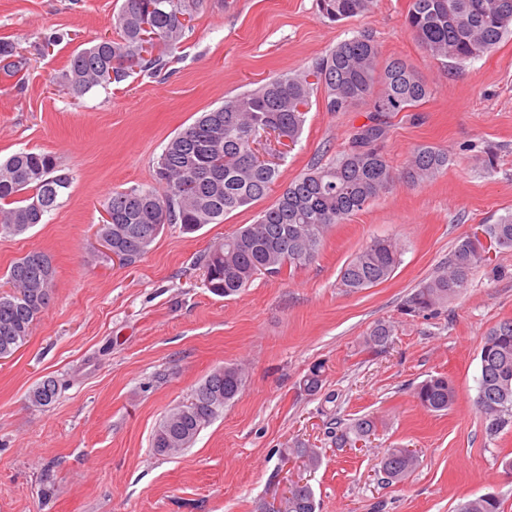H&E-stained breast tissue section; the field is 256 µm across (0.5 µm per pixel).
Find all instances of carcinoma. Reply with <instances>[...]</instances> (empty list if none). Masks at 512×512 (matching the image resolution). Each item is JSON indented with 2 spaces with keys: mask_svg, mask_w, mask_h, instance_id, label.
I'll return each mask as SVG.
<instances>
[{
  "mask_svg": "<svg viewBox=\"0 0 512 512\" xmlns=\"http://www.w3.org/2000/svg\"><path fill=\"white\" fill-rule=\"evenodd\" d=\"M201 0H123L115 22V36H101L74 51L63 74L68 94L82 97L89 91L120 83L128 69L117 65L136 59L142 71H159L165 56L185 36L189 26L182 16H193ZM372 0H316L319 15L340 22L366 13ZM405 22L420 46L434 58L464 61L490 51L512 32V0H411ZM28 59L15 44L0 40V76L25 84ZM324 90L330 112H348L368 106L370 123L352 133L348 148L325 166H316L282 187L276 200L260 211L256 220L213 245L200 258L203 285L214 295L229 297L260 276H276L284 267H300L318 255L329 228L362 211L393 181L383 153L386 117L422 105L429 89L414 68L399 57L380 60L371 33L363 31L343 40L312 68L273 78L256 89L224 100L173 137L162 151L154 174L155 184L114 191L105 210L112 221L103 222L99 234L112 238V252L131 266L144 256L164 231L154 222L165 209L169 223L184 233L207 224H221L224 216L247 209L265 199L278 184V164L254 158L252 145L261 131L278 127L298 142L314 90ZM448 166V154L433 146L416 149L403 178L421 185L432 181ZM71 185L52 153L21 151L0 159V232L21 235L43 223L60 205ZM481 232L493 249L512 250V214ZM484 243V244H486ZM484 244L467 236L456 245L447 265L422 282L405 302L409 314L435 312L462 293L473 269L487 261ZM401 251L392 239H375L341 269L338 286L357 293L386 281L400 264ZM55 268L51 257L30 251L7 272L0 292V358L13 355L31 335L33 326L53 299ZM392 328L375 324L367 338L377 353L391 341ZM325 367L317 363L302 380L310 395L322 391ZM242 369L226 366L209 374L187 403L170 409L152 435V448L161 456H174L190 447L224 407L242 392ZM61 385L53 378L35 384L28 401L35 408L56 402ZM420 405L445 411L456 399L453 382L444 375L431 376L415 389ZM476 408L495 435L512 423V320L492 327L480 351V378ZM370 417L350 423L335 422L330 431L336 447H352L375 433ZM309 468L320 464V451L302 442L284 450ZM407 448H389L380 469L390 481H402L417 465ZM498 496L483 495L459 506L458 512H500ZM282 512H317L314 491L297 489Z\"/></svg>",
  "mask_w": 512,
  "mask_h": 512,
  "instance_id": "cac0c4a2",
  "label": "carcinoma"
}]
</instances>
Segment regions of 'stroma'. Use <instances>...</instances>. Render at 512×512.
I'll list each match as a JSON object with an SVG mask.
<instances>
[{
	"mask_svg": "<svg viewBox=\"0 0 512 512\" xmlns=\"http://www.w3.org/2000/svg\"><path fill=\"white\" fill-rule=\"evenodd\" d=\"M121 4L0 0V38L30 59L24 86L0 80V156L50 152L72 176L43 224L0 233V276L32 250L51 255L56 269L49 307L26 344L0 360V512H257L298 478L313 488L318 512H454L490 491L501 512H512V476L502 466L512 425L486 433L475 406L482 340L512 320V251L491 253L439 314L402 311L462 237L512 212V35L458 63L430 57L413 39L410 0H373L338 24L318 16L315 0H202L159 76L136 69L122 84L71 97L60 84L71 53L112 34ZM54 31L63 42L39 53ZM362 31L381 58L412 64L430 94L388 117L393 182L334 225L313 262L259 277L231 297L202 285L197 258L253 223L258 203L193 234L166 228L135 265L103 258L97 231L108 197L152 184L176 133ZM366 115L363 105L326 111L323 92H314L281 183L335 159ZM423 145L446 151L448 168L413 186L402 173ZM489 149L496 159L488 171L478 159ZM376 238L400 244L398 268L382 284L343 292L341 268ZM379 322L393 327L391 342L365 352ZM320 361L326 382L311 396L300 381ZM230 364L247 372L242 393L190 448L156 455L158 422ZM438 374L453 380L457 399L431 413L414 388ZM48 377L62 385L58 400L30 407L29 389ZM363 416L376 420L374 438L336 447L330 423ZM295 442L321 449L318 468L282 457ZM393 447L417 449L419 461L389 484L379 468Z\"/></svg>",
	"mask_w": 512,
	"mask_h": 512,
	"instance_id": "obj_1",
	"label": "stroma"
}]
</instances>
